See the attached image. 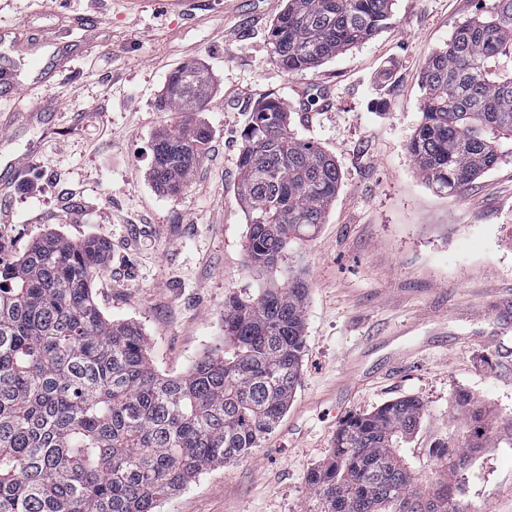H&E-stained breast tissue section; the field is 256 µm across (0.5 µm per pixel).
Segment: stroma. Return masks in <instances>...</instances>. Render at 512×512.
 Wrapping results in <instances>:
<instances>
[{"mask_svg":"<svg viewBox=\"0 0 512 512\" xmlns=\"http://www.w3.org/2000/svg\"><path fill=\"white\" fill-rule=\"evenodd\" d=\"M492 0H394L388 25L315 69L288 72L268 35L286 0H0V30L16 28L70 75L42 76L26 50L0 67L47 102L26 99L0 141L18 159L0 200V261L48 232L106 239L94 281L105 316L139 325L164 376L187 372L224 339V300L254 294L238 157L256 105L280 99L295 136L321 147L341 173L325 224L291 245L273 274L301 271L309 291L299 386L260 448L208 468L159 512H318L306 477L330 455L338 425L396 399L425 411L403 454L420 489L441 480L436 454L462 440L452 406L467 392L488 405L489 445L456 495L470 512H512V157L463 196L438 192L414 165L421 76L466 19ZM197 63L212 91L193 123L206 154L180 193L151 181L152 142L180 113L161 94L173 70Z\"/></svg>","mask_w":512,"mask_h":512,"instance_id":"obj_1","label":"stroma"}]
</instances>
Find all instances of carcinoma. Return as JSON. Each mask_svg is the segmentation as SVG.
Segmentation results:
<instances>
[{
    "mask_svg": "<svg viewBox=\"0 0 512 512\" xmlns=\"http://www.w3.org/2000/svg\"><path fill=\"white\" fill-rule=\"evenodd\" d=\"M392 0H287L269 31L273 58L312 69L371 39ZM210 83L197 66L176 69L161 100L200 108ZM414 164L448 196L512 155V0L457 27L424 74ZM238 159L237 200L246 216L256 295L224 301V341L178 377L156 372L141 329L106 317L92 283L110 245L48 233L0 263V512H158L214 464L260 447L288 410L301 376L307 281L269 278L288 247L325 223L340 171L299 140L275 97L253 111ZM208 132L182 123L153 144L157 188L183 189ZM464 441L438 456L447 477L419 491L400 448L424 413L404 397L350 416L327 461L307 474L320 512H468L458 474L488 447V408L462 393Z\"/></svg>",
    "mask_w": 512,
    "mask_h": 512,
    "instance_id": "obj_1",
    "label": "carcinoma"
}]
</instances>
